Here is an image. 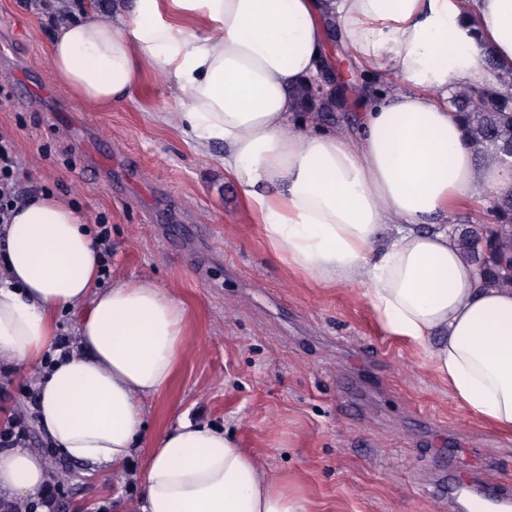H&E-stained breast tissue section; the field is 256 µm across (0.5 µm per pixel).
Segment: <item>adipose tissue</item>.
I'll list each match as a JSON object with an SVG mask.
<instances>
[{"instance_id": "obj_1", "label": "adipose tissue", "mask_w": 512, "mask_h": 512, "mask_svg": "<svg viewBox=\"0 0 512 512\" xmlns=\"http://www.w3.org/2000/svg\"><path fill=\"white\" fill-rule=\"evenodd\" d=\"M336 43L397 84L361 90L346 131L315 126L292 95ZM50 56L55 77L98 110L145 75L163 78L167 124L223 167L271 255L319 287L355 290L459 407L512 438V289L481 283L449 229L487 189L511 188L512 170L476 159L448 101L512 70V0H129L111 20L86 0L55 27ZM0 267V361L41 366L38 419L59 455L118 474L148 447L132 512H308L212 423L184 412L145 437L188 309L133 277L102 287L96 233L78 207L51 195L19 206ZM75 309L78 346L63 357L53 320ZM45 479L42 457L0 452V492L30 496Z\"/></svg>"}]
</instances>
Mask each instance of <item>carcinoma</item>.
<instances>
[{"label": "carcinoma", "mask_w": 512, "mask_h": 512, "mask_svg": "<svg viewBox=\"0 0 512 512\" xmlns=\"http://www.w3.org/2000/svg\"><path fill=\"white\" fill-rule=\"evenodd\" d=\"M300 111L336 110V87L314 94L304 84L293 90ZM451 105L460 114L468 140L480 159L492 154L500 159L512 152V73L500 78L499 86H473L457 90ZM493 223L456 224L452 228L460 250L476 266L483 279L512 289V190L489 198Z\"/></svg>", "instance_id": "carcinoma-1"}]
</instances>
